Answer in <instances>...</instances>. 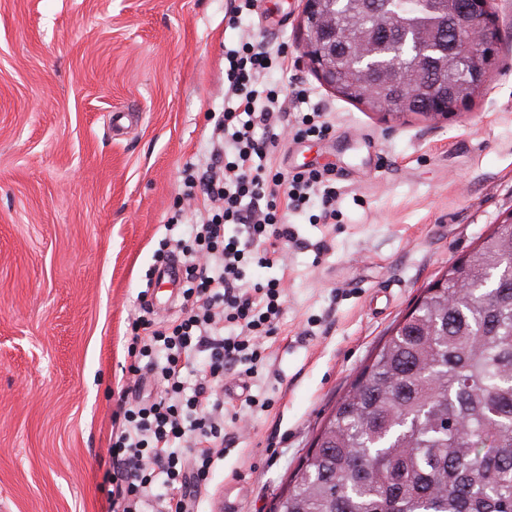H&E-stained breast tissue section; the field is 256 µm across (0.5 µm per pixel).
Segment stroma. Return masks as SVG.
<instances>
[{
    "instance_id": "obj_1",
    "label": "stroma",
    "mask_w": 512,
    "mask_h": 512,
    "mask_svg": "<svg viewBox=\"0 0 512 512\" xmlns=\"http://www.w3.org/2000/svg\"><path fill=\"white\" fill-rule=\"evenodd\" d=\"M0 0V512H108L113 428L147 397L125 370L138 294L156 272L181 172L210 156L224 49L283 44L303 111L327 137H283L288 172L334 167L336 221L288 216L276 335L254 373L224 376V457L198 512H272L375 348L448 265L512 214V39L461 114L393 122L299 62L301 0ZM123 112L121 125L112 115Z\"/></svg>"
}]
</instances>
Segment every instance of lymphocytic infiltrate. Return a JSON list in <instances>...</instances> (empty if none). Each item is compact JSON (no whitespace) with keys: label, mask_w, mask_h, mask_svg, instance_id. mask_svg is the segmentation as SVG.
<instances>
[{"label":"lymphocytic infiltrate","mask_w":512,"mask_h":512,"mask_svg":"<svg viewBox=\"0 0 512 512\" xmlns=\"http://www.w3.org/2000/svg\"><path fill=\"white\" fill-rule=\"evenodd\" d=\"M275 69H288L284 46L245 41L224 53V110L212 128L210 161L183 172L184 195L200 200L202 221L162 256L166 262L184 259L185 316L169 326L148 318L135 323L128 371L158 370L163 391L150 404L129 406L123 429L112 436L109 512H145L157 469L170 480L162 512H194L185 485L206 484L224 455V401L214 387L228 367L261 359L257 340L275 333L284 303L279 279L251 285L247 270L279 264L295 239L289 211L316 197L323 219L336 216L333 169L288 175L265 161L279 130L291 129L297 140L330 131L318 113L284 108L281 88L265 80ZM228 325L237 335H225ZM161 351L166 363L158 368L152 358ZM198 358L204 380L187 397L182 371Z\"/></svg>","instance_id":"1"}]
</instances>
